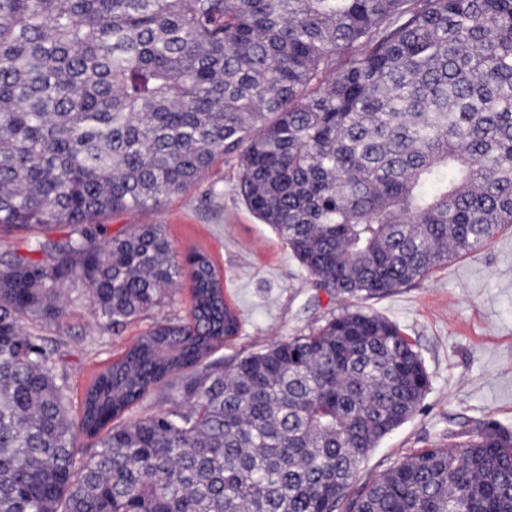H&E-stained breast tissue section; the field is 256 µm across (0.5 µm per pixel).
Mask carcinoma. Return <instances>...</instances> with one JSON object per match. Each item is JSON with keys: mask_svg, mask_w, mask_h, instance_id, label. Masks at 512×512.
I'll return each instance as SVG.
<instances>
[{"mask_svg": "<svg viewBox=\"0 0 512 512\" xmlns=\"http://www.w3.org/2000/svg\"><path fill=\"white\" fill-rule=\"evenodd\" d=\"M318 287L366 300L512 229V0H0V512H512V434L422 448L355 490L430 385L363 308L242 358L210 256L159 224L226 158ZM71 227L61 240L41 230ZM190 267L185 320L145 331L80 418L29 324L86 288L124 324ZM170 407L125 422L151 395Z\"/></svg>", "mask_w": 512, "mask_h": 512, "instance_id": "obj_1", "label": "carcinoma"}]
</instances>
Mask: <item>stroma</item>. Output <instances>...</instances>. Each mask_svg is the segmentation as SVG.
<instances>
[{
	"instance_id": "1",
	"label": "stroma",
	"mask_w": 512,
	"mask_h": 512,
	"mask_svg": "<svg viewBox=\"0 0 512 512\" xmlns=\"http://www.w3.org/2000/svg\"><path fill=\"white\" fill-rule=\"evenodd\" d=\"M239 166L228 158L185 195L158 210L105 217L109 233L136 224L164 225L177 253L205 250L224 276L227 301L242 318L233 340L218 347L224 368L242 357L325 324L350 302L316 288L269 225L248 209L237 189ZM190 279L162 305L119 329L99 323L83 288L68 292L65 314L37 332L79 412L92 377L115 361L156 321L187 317ZM364 307L396 323L419 352L430 386L417 411L383 437L361 463L363 486L420 448L445 445L462 427L491 423L512 432V231L471 256Z\"/></svg>"
}]
</instances>
